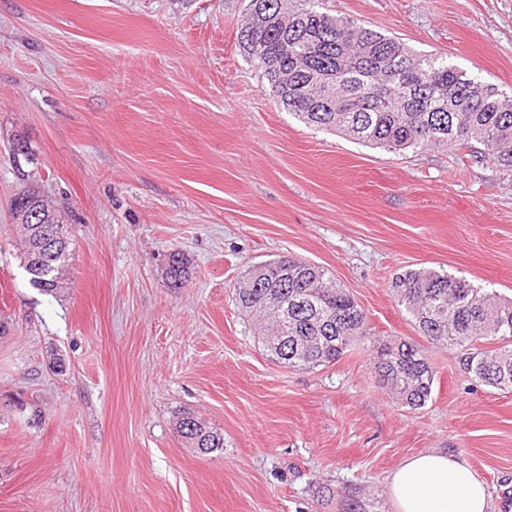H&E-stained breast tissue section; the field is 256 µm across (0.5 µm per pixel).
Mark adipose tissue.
Instances as JSON below:
<instances>
[{
    "instance_id": "1",
    "label": "adipose tissue",
    "mask_w": 512,
    "mask_h": 512,
    "mask_svg": "<svg viewBox=\"0 0 512 512\" xmlns=\"http://www.w3.org/2000/svg\"><path fill=\"white\" fill-rule=\"evenodd\" d=\"M396 512H492L487 485L462 457L431 450L403 461L389 478Z\"/></svg>"
}]
</instances>
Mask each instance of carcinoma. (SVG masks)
<instances>
[{
  "instance_id": "obj_1",
  "label": "carcinoma",
  "mask_w": 512,
  "mask_h": 512,
  "mask_svg": "<svg viewBox=\"0 0 512 512\" xmlns=\"http://www.w3.org/2000/svg\"><path fill=\"white\" fill-rule=\"evenodd\" d=\"M239 46L258 62L272 96L303 124L333 131L366 146L400 153L428 147L465 150L481 164L512 172V91L469 76L448 60L412 51L395 36L320 10L319 0H249ZM485 150L479 151L475 145ZM24 224L25 269L33 285L58 286L68 241L46 233L60 225L34 189L14 201ZM279 260L268 275L250 270L234 289L238 307L259 322L269 351L288 345V366L318 367L338 360L368 336L364 311L320 267L298 261L283 280ZM166 276L175 285L189 277L170 254ZM391 287L420 332L461 351L464 369L480 382L512 391V300L449 273L406 270ZM496 347H490L492 343ZM377 382L402 405L422 407L434 374L406 342L381 345L373 361ZM178 432L192 447L213 451L224 437L192 415Z\"/></svg>"
}]
</instances>
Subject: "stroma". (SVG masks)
Here are the masks:
<instances>
[{
	"mask_svg": "<svg viewBox=\"0 0 512 512\" xmlns=\"http://www.w3.org/2000/svg\"><path fill=\"white\" fill-rule=\"evenodd\" d=\"M322 2L512 87V0ZM247 3L0 0V512H394L392 471L431 449L512 512V392L422 336L391 287L430 268L512 298V173L305 126L238 44ZM28 187L70 239L52 292L10 211ZM284 255L367 315L336 362L279 364L232 299ZM400 341L434 370L418 409L371 373ZM188 414L223 447L191 448Z\"/></svg>",
	"mask_w": 512,
	"mask_h": 512,
	"instance_id": "stroma-1",
	"label": "stroma"
}]
</instances>
